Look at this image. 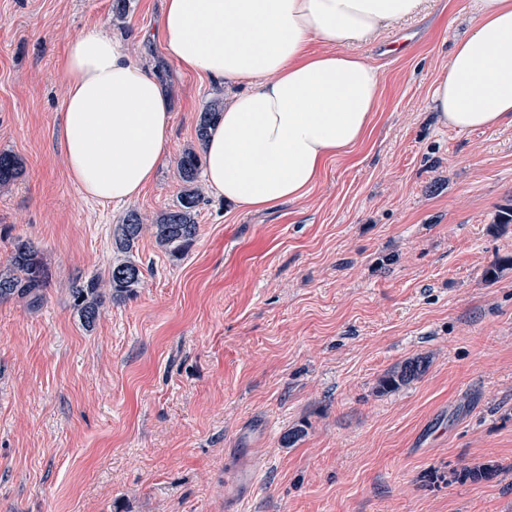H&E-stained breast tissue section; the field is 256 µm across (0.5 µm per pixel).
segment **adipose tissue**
Instances as JSON below:
<instances>
[{
    "label": "adipose tissue",
    "instance_id": "obj_1",
    "mask_svg": "<svg viewBox=\"0 0 512 512\" xmlns=\"http://www.w3.org/2000/svg\"><path fill=\"white\" fill-rule=\"evenodd\" d=\"M422 0H166L165 49L186 72L241 86L211 127L204 176L225 202L265 211L304 196L326 162L373 127L380 71L349 46ZM324 52L308 49L312 41ZM62 137L72 181L100 202L137 197L162 165L171 112L161 82L104 30L70 39ZM459 131L512 125V0H480L431 94Z\"/></svg>",
    "mask_w": 512,
    "mask_h": 512
}]
</instances>
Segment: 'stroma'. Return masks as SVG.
Segmentation results:
<instances>
[{
	"instance_id": "35a3bbf8",
	"label": "stroma",
	"mask_w": 512,
	"mask_h": 512,
	"mask_svg": "<svg viewBox=\"0 0 512 512\" xmlns=\"http://www.w3.org/2000/svg\"><path fill=\"white\" fill-rule=\"evenodd\" d=\"M163 8L0 0V151L23 163L0 186V264L23 236L50 273L39 309L0 303V512H512V224H494L512 126L460 132L430 109L477 0H423L353 46L383 76L370 136L266 212L198 180L187 253L143 234L141 285L88 330L72 284L107 278L129 211L175 208L199 113L237 91L167 57ZM91 28L123 38L173 106L164 164L121 203L86 198L60 143L58 62ZM415 356L419 379L377 393ZM484 464L493 479H447Z\"/></svg>"
}]
</instances>
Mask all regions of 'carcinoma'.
I'll use <instances>...</instances> for the list:
<instances>
[{"label":"carcinoma","instance_id":"cac0c4a2","mask_svg":"<svg viewBox=\"0 0 512 512\" xmlns=\"http://www.w3.org/2000/svg\"><path fill=\"white\" fill-rule=\"evenodd\" d=\"M224 106L214 100L200 112L197 122L199 142H205L210 126L217 119ZM178 174L184 183L178 204L162 213L151 225L153 235L166 253L178 259L182 257L198 235L196 221L200 193L195 183L200 168L199 158L194 149L185 150L180 156ZM21 162L10 152H0V184H7L21 173ZM146 228L142 216L132 211L124 223L118 225L115 233V247L124 258L112 265L109 274V288L101 287L95 277L76 283L71 288L73 306L81 324L88 330L96 324L106 298L120 300L135 293L142 282L141 267L132 259L133 249ZM49 285V271L43 262L38 248L28 239L15 237L13 249L6 266L0 269V303L12 299L24 300L31 309L38 308ZM425 357H414L405 361L379 381L383 391L407 385L418 379L427 370ZM496 474L490 467L463 469L452 473V481L458 483L488 480Z\"/></svg>","mask_w":512,"mask_h":512}]
</instances>
